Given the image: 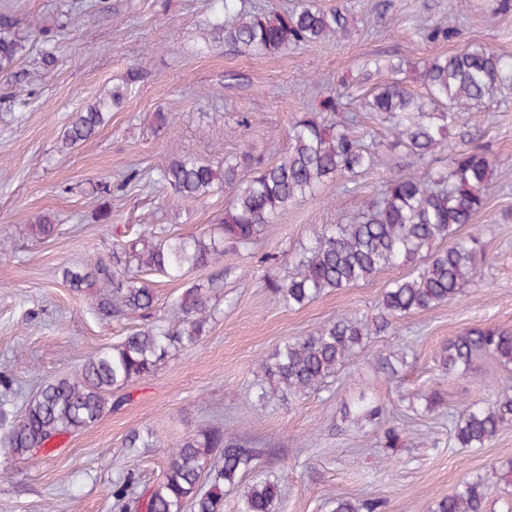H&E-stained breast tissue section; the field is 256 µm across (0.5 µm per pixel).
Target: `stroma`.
Returning a JSON list of instances; mask_svg holds the SVG:
<instances>
[{
	"mask_svg": "<svg viewBox=\"0 0 512 512\" xmlns=\"http://www.w3.org/2000/svg\"><path fill=\"white\" fill-rule=\"evenodd\" d=\"M346 10L350 37L288 52L258 56L205 43L201 32L219 12L217 0H0V13L20 25L42 20L54 27L66 11L83 8L78 25L63 29L57 64L44 70L40 42L26 47L12 86L0 84V374L12 378L10 398L23 409L40 384L74 374L99 349L116 344L135 322L104 323L92 303L96 288L71 291L64 266L112 254L113 226L129 236L156 230L194 235L219 223L233 195L215 192L185 204L159 184L170 159L189 155L217 161L247 151L273 162L288 148V129L312 102V85L349 84L344 116L355 127L393 141L388 117L362 109L370 86L386 72L364 76L366 59L404 57L418 62L473 44L512 56V0H317ZM445 22L448 41L421 31ZM140 72L123 106L90 140L67 152L58 144L71 115ZM30 94L13 103L11 87ZM158 112L170 120L160 127ZM465 131H452L458 149L483 145L512 163V89L465 114ZM387 163L347 183L324 182L315 195L291 205L268 224L251 253L225 251L226 274L209 285V271L179 280H147L157 294L155 316L168 323L186 288L208 284L216 317L190 351L171 356L156 374L113 391L112 409L92 427L59 437L48 459L14 461L0 456V512H112V485L134 473L152 484L167 465L170 444L212 424L267 454L255 477L278 484L275 512H330L336 497L380 498L385 512H430L434 500L461 481L482 480L488 512H512V426L486 447L459 448L452 427L474 400H490L512 369L487 357L476 371L448 373L440 355L449 340L472 327L512 332V178L495 181L486 204L456 237H480L484 256L474 282L450 303L417 312L373 335L319 392L290 401L261 373L258 363L289 338L307 336L343 313L374 320L377 301L403 267L372 280L328 289L300 308L276 303L268 284L296 273L295 257L316 224H345L380 181L420 174L403 149ZM109 180L112 221L98 223L93 185ZM50 215L58 226L49 240L34 238L29 224ZM403 360L399 381L378 370V356ZM442 392L443 406L427 409L425 395ZM382 407L375 422L355 423L346 412L360 395ZM394 427L399 445L386 447ZM150 434L152 447L125 451L130 431Z\"/></svg>",
	"mask_w": 512,
	"mask_h": 512,
	"instance_id": "stroma-1",
	"label": "stroma"
}]
</instances>
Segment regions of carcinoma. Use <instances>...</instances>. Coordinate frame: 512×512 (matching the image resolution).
<instances>
[{
	"mask_svg": "<svg viewBox=\"0 0 512 512\" xmlns=\"http://www.w3.org/2000/svg\"><path fill=\"white\" fill-rule=\"evenodd\" d=\"M224 16L210 25L207 40L222 41L234 50L279 54L300 46L318 45L352 34L348 15L339 8L323 10L314 0H297L279 12H249L239 0H221ZM44 44L43 66L55 65L54 29L31 25ZM25 49L12 16L0 14V79L7 81ZM365 70H386L388 78L364 97L370 112H384L394 128L388 149L402 147L412 162L431 166L448 153L446 171L428 170L420 176H397L375 190L374 199L350 224L314 227L308 245L297 261V273L270 284L276 302L302 307L324 290L342 289L366 282L393 266H408V275L393 280L378 300L374 326L350 314H342L309 336L289 339L259 363L260 370L276 380L281 392L300 396L321 390L326 378L349 362L364 347L372 328L386 330L395 319L435 308L454 300L463 286L477 275L482 254L480 238L458 240L452 235L468 224L485 205L487 190L498 162L476 145L448 149L452 127L463 126L464 114L512 87V58L484 45L468 46L452 54L437 55L421 63L390 59L368 61ZM416 74L423 94L406 89ZM125 94L113 88L85 108L73 113L62 136L70 149L93 137L122 106ZM345 95L323 97L314 110L305 112L290 127L288 151L270 165L257 168L247 182L240 171L254 158L241 154L213 162L195 157L172 159L161 170L159 181L179 199L195 203L226 187L234 189L224 218L209 230L191 236H163L144 232L119 240L112 262L88 260L63 270V280L74 292H82L97 280L108 283L96 295L93 310L104 322L145 319L156 293L140 282L137 273L154 271L171 279L218 264L224 250L249 253L264 227L288 205L312 195L325 179L338 181L384 164V144L372 132H354L338 118ZM98 222L112 223L108 203L111 186L99 183ZM41 240L54 236L58 225L47 216L31 225ZM449 239L448 246L425 252L433 243ZM175 307L181 317L172 323H152L125 339L100 350L71 376L46 381L15 416L9 399L12 381L0 376V452L14 460H30L54 452L55 440L93 426L111 408L112 391L156 373L177 352L191 349L214 318L201 288L186 289ZM488 354L505 366L512 365V332L490 327L472 328L448 342L440 363L448 373L468 372L480 356ZM382 408L361 400L355 416L375 420ZM512 423V394L470 404L453 428L459 448H483ZM262 449L224 436L212 427L188 434L168 451L162 475L137 493L134 475L127 474L112 486L113 512H224V495L238 487L254 471ZM278 491L267 479H256L244 492L240 512H274ZM385 503L338 497L332 512H382ZM486 493L480 480H465L436 499L431 512H485Z\"/></svg>",
	"mask_w": 512,
	"mask_h": 512,
	"instance_id": "cac0c4a2",
	"label": "carcinoma"
}]
</instances>
